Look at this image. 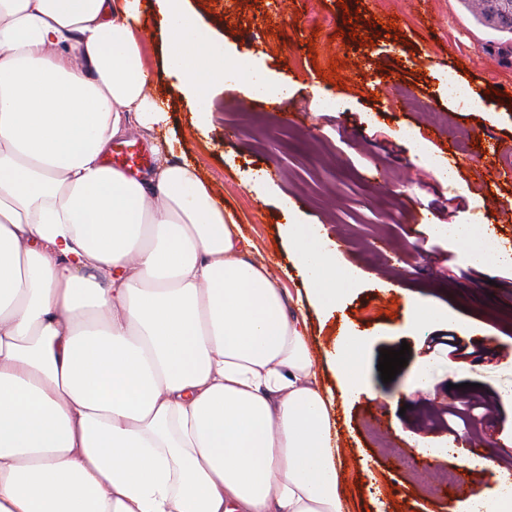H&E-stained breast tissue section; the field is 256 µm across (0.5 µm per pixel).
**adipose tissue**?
Returning a JSON list of instances; mask_svg holds the SVG:
<instances>
[{
	"label": "adipose tissue",
	"instance_id": "obj_1",
	"mask_svg": "<svg viewBox=\"0 0 512 512\" xmlns=\"http://www.w3.org/2000/svg\"><path fill=\"white\" fill-rule=\"evenodd\" d=\"M166 72L198 115L215 84L288 99L184 0H155ZM141 0H0V512H342L332 395L287 289L194 165L104 161L151 133ZM473 266H512L473 224H436ZM283 235L329 313L358 272L321 225ZM331 359L366 394L363 340ZM130 126H131V129H130L131 132L129 134L113 139L112 147L110 149V153H109L108 157L110 156L111 151H112V157H113L115 155V152L121 151L122 149H125V147H127V146L134 145V147H128L129 151H133L136 148H140L143 150L145 149L146 150V161H145L144 167L140 171H137L136 169H134L131 172L142 173V174L148 173L155 164V158H156L157 151L165 150L166 152H168V148L165 143L167 134L165 131H162V132H156L155 134H152V135H147V134L142 135L141 133L138 132L139 130L137 129L135 118L133 116L130 117ZM108 157H107V159H108Z\"/></svg>",
	"mask_w": 512,
	"mask_h": 512
}]
</instances>
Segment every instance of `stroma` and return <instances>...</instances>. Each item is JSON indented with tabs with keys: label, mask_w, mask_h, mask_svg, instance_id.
Wrapping results in <instances>:
<instances>
[{
	"label": "stroma",
	"mask_w": 512,
	"mask_h": 512,
	"mask_svg": "<svg viewBox=\"0 0 512 512\" xmlns=\"http://www.w3.org/2000/svg\"><path fill=\"white\" fill-rule=\"evenodd\" d=\"M226 49L251 51L293 89L270 106L233 85L214 90L212 112L198 123L189 101L165 73L166 37L150 26L143 58L150 90L167 103V132L131 130L113 151L145 150L146 167L166 138L174 158L195 164L215 196L241 224L243 247L264 263L280 287L306 292L280 235L281 198L311 224L340 240L341 260L360 273L344 306L331 317L305 307V334L322 387L337 389L324 350L345 328L361 333L364 374L385 406L388 433L363 414V400L337 399L341 444L356 453L344 462L345 512H460L457 498L426 494L414 479L415 459L431 456L439 471L467 459L473 486L494 494L512 474V268L477 269L463 252L432 235L431 224H473L512 240V26L489 0H186ZM336 82H329V73ZM468 85L486 109L449 100V80ZM337 95L338 112H318L315 100ZM416 131L457 176L444 186L405 140ZM483 138V151L459 152L460 135ZM426 250H416L419 238ZM448 308L467 327L460 341L471 356L427 349L406 326L407 299ZM409 344L408 363L390 383L377 365L383 349ZM430 367L428 384L413 376ZM481 395L480 418L463 422L452 407ZM461 445L449 448V432Z\"/></svg>",
	"instance_id": "obj_1"
}]
</instances>
